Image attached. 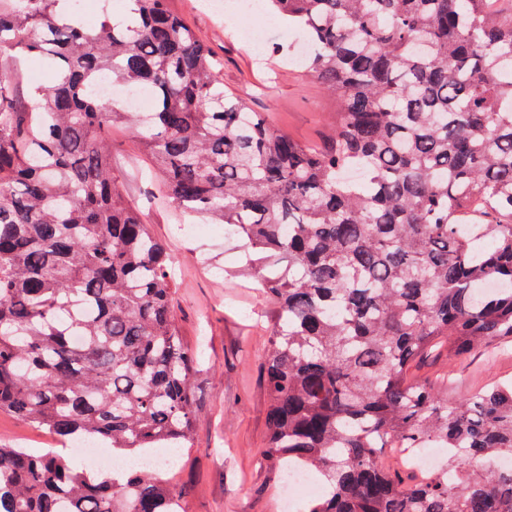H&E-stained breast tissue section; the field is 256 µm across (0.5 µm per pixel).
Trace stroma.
I'll list each match as a JSON object with an SVG mask.
<instances>
[{"mask_svg":"<svg viewBox=\"0 0 512 512\" xmlns=\"http://www.w3.org/2000/svg\"><path fill=\"white\" fill-rule=\"evenodd\" d=\"M171 5L223 58L225 91L236 93L274 128L305 142L320 140L335 105L291 62L303 47L298 30L259 15L249 20L239 15L229 24L224 12L204 8L202 0H171ZM248 21L266 28L269 49L279 47V72L265 65L269 49L260 53L239 39L238 31ZM110 138L115 174L142 207L155 236L172 245L175 316L184 342L201 347L193 376L192 442L178 464L161 476L182 495L185 512H280L282 477L262 456L267 435L263 363L276 308L256 282L233 277L246 257L223 226L202 238L181 236L172 212L150 202L155 175L133 135L116 126ZM413 375L447 376L449 390L459 394L512 380V344L456 359L437 346ZM0 446L35 454L62 448L52 434L10 413H0Z\"/></svg>","mask_w":512,"mask_h":512,"instance_id":"1","label":"stroma"}]
</instances>
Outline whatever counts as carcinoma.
<instances>
[{"instance_id":"carcinoma-1","label":"carcinoma","mask_w":512,"mask_h":512,"mask_svg":"<svg viewBox=\"0 0 512 512\" xmlns=\"http://www.w3.org/2000/svg\"><path fill=\"white\" fill-rule=\"evenodd\" d=\"M78 18V0H0V412L136 460L186 448L198 351L174 313L170 248L112 172L128 128L158 200L222 224L278 308L264 362L263 456L327 494L303 512H512V382L463 399L408 379L512 342V7L490 0H262L305 34L300 62L336 100L320 147L224 93L222 61L170 9ZM12 57L48 70L13 93ZM147 88L143 114L103 97ZM288 266L279 267L282 258ZM448 449L411 478L401 442ZM0 512H183L143 466L92 476L0 447Z\"/></svg>"}]
</instances>
